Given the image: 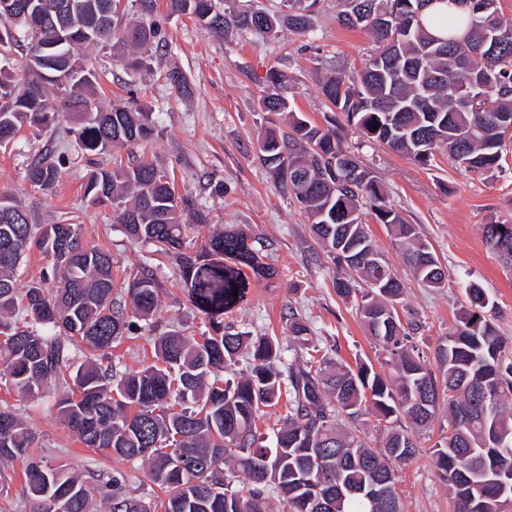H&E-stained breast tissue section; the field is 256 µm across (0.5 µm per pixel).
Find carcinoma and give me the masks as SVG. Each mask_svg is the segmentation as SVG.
<instances>
[{
	"instance_id": "cac0c4a2",
	"label": "carcinoma",
	"mask_w": 512,
	"mask_h": 512,
	"mask_svg": "<svg viewBox=\"0 0 512 512\" xmlns=\"http://www.w3.org/2000/svg\"><path fill=\"white\" fill-rule=\"evenodd\" d=\"M12 0L14 28L0 32V60L11 53L26 59L16 71L0 65V135L13 139L23 128L46 131L73 118L71 132L80 149L109 155L127 149L126 164L98 165L86 175L84 190L94 204L112 207L127 236L151 244L171 260L187 300L204 317L201 339L182 330L152 337L155 361L125 374L103 358L125 333L154 332L149 323L163 285L147 267L112 274L109 252L76 244L71 258L52 262V276L24 292L15 273L35 248L44 256L64 236L79 237L76 224H32L14 196L0 195L15 220L0 216V361L22 398L42 392L73 366V353L86 360L75 371L74 388L56 406L86 448L122 459L145 458L149 477L165 491L164 512H258L276 494L292 512H402L399 498L368 501L351 490L379 478L394 483L393 462L418 454L416 432L427 428L439 409L448 416V435L433 457L448 484L455 512H512V457L502 467V445L512 450V341L486 315L488 300L477 283L467 289L469 306L434 348L438 371L412 344L397 305L403 288L365 228V210L387 225L413 276L438 288L443 269L430 244L391 205L383 186L364 168L345 169L341 130L348 125L364 137L404 154L422 166L441 152L470 172L500 168L507 140L498 129L512 127V25L497 8L472 18L483 0H459L467 10L464 32L437 35L421 11L435 0H339L336 22L368 31L377 52L353 72L338 70L318 80L322 96L340 113L324 127L294 112L288 98L271 92L261 98L268 113L257 140L256 159L269 177L297 202L315 242L331 260L336 294L361 293L360 315L393 373L386 376L360 363L356 368L326 360L280 368L281 352L271 336L235 332L224 314L243 301L250 277L271 279L262 262L263 246L246 232L226 226L196 247L193 224L210 214L190 194L175 192L169 172L134 148L154 135L149 113L135 101L104 110L92 103L99 74L75 53L84 46L112 50L123 68L149 69L135 51L165 47L162 29L151 19L155 0ZM232 0H167L171 15H188L203 30L229 39L250 31L276 37L283 28L303 30L319 0H282L285 11L270 12ZM489 98L485 109L478 95ZM378 128H373V124ZM63 160L47 153L35 158L27 181L43 191L60 177ZM502 223L482 225L485 244L512 267V236L500 239ZM238 296H233V291ZM58 329L45 336L12 321L17 314ZM290 335L309 342V327L289 313ZM250 348L248 369L235 378L208 381ZM287 397L286 415L272 443L256 420L263 409ZM371 413L386 431L382 447H366L338 419ZM409 422L403 428L401 420ZM24 423L0 410V457L27 459V512H92L101 483L112 486L107 512H151L121 491L117 476L87 478L66 468L45 467L27 457L33 444ZM189 457L177 466L172 449ZM323 454L326 469L308 473L310 458ZM230 463L224 471L221 465ZM248 486L233 484L237 472ZM232 483L225 495V482Z\"/></svg>"
}]
</instances>
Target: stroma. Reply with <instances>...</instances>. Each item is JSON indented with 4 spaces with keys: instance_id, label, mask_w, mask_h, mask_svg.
<instances>
[{
    "instance_id": "stroma-1",
    "label": "stroma",
    "mask_w": 512,
    "mask_h": 512,
    "mask_svg": "<svg viewBox=\"0 0 512 512\" xmlns=\"http://www.w3.org/2000/svg\"><path fill=\"white\" fill-rule=\"evenodd\" d=\"M154 19L167 47L153 56L149 71H126L97 46L82 48L80 55L102 77L94 103L109 108L133 99L151 112L158 134L142 143L140 152L174 173L176 190L192 193L212 217L211 223L195 225L194 239L204 242L228 224L262 239L263 261L276 276L270 284L251 286L247 303L229 316V324L237 331L276 337L283 363L298 365L308 354L288 332L287 318L294 312L310 326L321 357L351 367L369 363L375 371L389 373L378 346L364 331L358 298L337 296L334 271L314 243L306 218L253 158L264 117L258 100L269 72L287 76L286 95L293 110L325 125L332 110L319 92L318 77L362 68L375 51L371 37L337 24L336 0H321L307 30L285 28L275 38L247 31L224 39L205 32L188 16L169 14L165 0H158ZM172 69L186 76L190 94L171 89L166 75ZM342 134L345 147L386 186L393 207L417 225L445 270L441 288L414 279L386 226L366 216L375 245L404 284L398 306L402 320L421 324L414 343L429 352L447 336L467 305L466 289L473 282L484 289L496 326L512 338V270L487 250L481 229L493 220L512 221V150L501 169L479 174L442 154L433 165L421 166L386 146L366 142L348 126ZM48 149L67 163L52 190L42 191L30 186L26 170ZM93 160L92 154L78 150L70 122H61L50 135L23 129L0 148V194H14L31 223L78 225L84 247L111 253L115 275L143 266L152 269L164 286L154 326L161 332L182 329L200 335L205 324L178 288L170 261L153 246L130 240L115 223L111 207L85 198L84 176ZM219 183L224 186L220 194L214 191ZM153 356L147 335H131L112 346V364L121 372L140 370ZM57 395L51 388L38 397L19 399L7 374L0 373V406L13 408L36 436L34 457L81 476L90 470L114 474L128 496L153 503L162 499V491L149 479L146 460H119L78 443L55 406ZM447 427L445 413H437L417 437L418 456L397 469L403 512H454L451 492L432 459L433 446ZM24 486L23 460H0V512H24Z\"/></svg>"
}]
</instances>
